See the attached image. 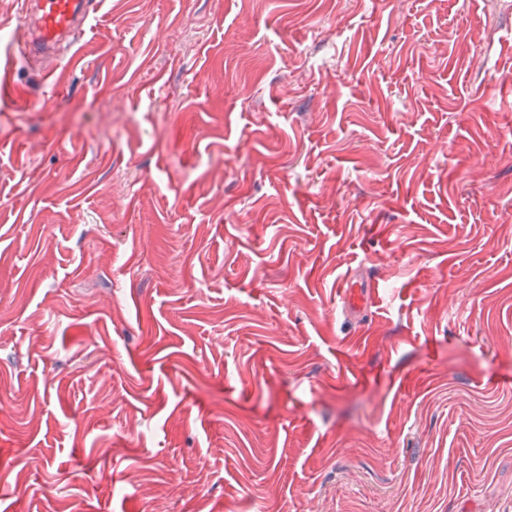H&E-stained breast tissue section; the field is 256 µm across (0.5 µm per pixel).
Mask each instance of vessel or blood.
<instances>
[{
	"instance_id": "b4317fda",
	"label": "vessel or blood",
	"mask_w": 512,
	"mask_h": 512,
	"mask_svg": "<svg viewBox=\"0 0 512 512\" xmlns=\"http://www.w3.org/2000/svg\"><path fill=\"white\" fill-rule=\"evenodd\" d=\"M101 0H24L21 12L23 50L27 57L54 55L61 41L87 26ZM342 301L351 318L364 316L378 298V284L368 272L351 273L341 285Z\"/></svg>"
}]
</instances>
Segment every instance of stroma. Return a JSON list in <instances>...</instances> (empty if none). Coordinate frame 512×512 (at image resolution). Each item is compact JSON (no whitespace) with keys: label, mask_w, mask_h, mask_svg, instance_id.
Masks as SVG:
<instances>
[{"label":"stroma","mask_w":512,"mask_h":512,"mask_svg":"<svg viewBox=\"0 0 512 512\" xmlns=\"http://www.w3.org/2000/svg\"><path fill=\"white\" fill-rule=\"evenodd\" d=\"M74 52L0 111V512H512V0H103ZM340 288L345 312L353 319L364 316L378 298V283L366 271L351 273Z\"/></svg>","instance_id":"1"}]
</instances>
